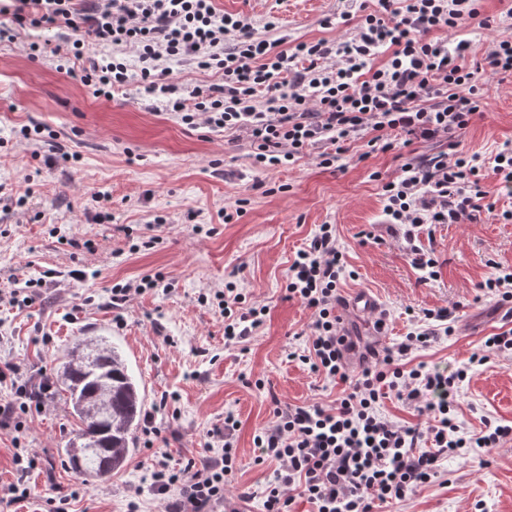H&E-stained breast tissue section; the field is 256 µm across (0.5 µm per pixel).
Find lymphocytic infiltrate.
Listing matches in <instances>:
<instances>
[{
    "mask_svg": "<svg viewBox=\"0 0 512 512\" xmlns=\"http://www.w3.org/2000/svg\"><path fill=\"white\" fill-rule=\"evenodd\" d=\"M360 15L343 14L353 32L331 42L257 36L247 18L221 12L215 0H15L0 9V38L13 26L64 27L73 33L59 49L82 67L92 96L111 98L126 85L131 67L118 54L136 46L148 91L163 97L181 123L204 118L213 129L245 133L256 168L290 166L316 151L321 166L336 165L348 142L369 135V147L395 149V135L451 141L489 106L485 73L512 75V40L497 37L483 0H361ZM466 21L487 33L485 47L469 41L449 46L448 37ZM106 47L93 57L91 46ZM168 60H187L219 74L220 82L182 96L170 82ZM478 155L463 151L402 164L381 185L389 223L407 225V241L427 224L476 220L488 192ZM346 273L336 228L319 225L296 252L286 290L312 312L302 363L324 381L347 383L333 406L275 407L273 420L253 437L259 461L276 465L264 491L263 512H289L295 497L315 512H373L376 504L406 502L438 474L439 461L465 448H494L512 439V426L486 425L459 433L455 409L465 369L405 367L413 352L452 334V313L429 311L427 326L385 347L360 346L342 334L337 285ZM224 338L239 343L262 324L264 307L246 306L234 283L218 295ZM357 364H350V355ZM46 379L14 385L11 402L0 406V423L42 408ZM414 406L422 423L405 425L381 410L387 392ZM233 412L224 414L217 451L180 468L158 463L153 484L165 512H220L238 507L247 494L226 492L235 470Z\"/></svg>",
    "mask_w": 512,
    "mask_h": 512,
    "instance_id": "obj_1",
    "label": "lymphocytic infiltrate"
}]
</instances>
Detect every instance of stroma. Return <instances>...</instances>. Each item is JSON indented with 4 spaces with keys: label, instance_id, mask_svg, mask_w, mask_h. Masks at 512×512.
<instances>
[{
    "label": "stroma",
    "instance_id": "1",
    "mask_svg": "<svg viewBox=\"0 0 512 512\" xmlns=\"http://www.w3.org/2000/svg\"><path fill=\"white\" fill-rule=\"evenodd\" d=\"M216 4L250 18L258 30L276 21L270 38L291 45L348 35L339 18L357 9L355 0ZM70 35L63 27L29 26L0 41V290L42 284L30 306L0 305V367L13 365L20 383L49 376L78 339L108 336L139 378L143 414L160 434L139 430L121 470L84 482L61 456L75 421L62 400L49 396L43 412L28 417L21 442H14L13 429L0 428V485L17 477L16 445L41 456L26 478L28 497L0 502V512H48L51 499L65 495L71 512H128L133 502L139 512H162L152 487L158 461L179 468L208 455V433L228 410L238 420L233 488L249 490L250 512H262L274 466L257 462L253 436L271 421L273 400L331 405L344 390L299 361L312 313L286 292L292 257L321 224L335 225L349 270L341 299L372 295L387 314V342L422 326L425 310L452 311L453 335L410 360L469 366L455 411L461 432L478 433L489 422L512 425V353L468 363L502 324L495 299L480 287L488 265L512 268V222L501 217L512 211V193L491 169L482 175L492 211L471 223L424 226L410 243L402 226L384 221L381 184L399 175L403 160L427 158L441 143L416 140L398 152H372L361 138L340 167L306 157L261 172L252 166L247 139L181 124L138 82L110 99L93 97L79 73L42 50ZM485 80V116L454 141L487 158L512 141V76L489 73ZM35 125L48 128V136L26 139L23 128ZM265 184L272 193H262ZM102 189L109 200L94 202ZM240 198L248 201L243 216L225 223L224 210ZM159 217L164 226H156ZM55 226L75 246L60 243ZM154 235L160 243L144 248ZM413 244L435 253L433 280L421 281L412 265ZM155 274L164 287L113 306L114 284ZM228 281L237 282L247 302L267 308L256 335L241 344H225L217 305L198 301ZM438 471L437 482L399 504V512H512V442L445 457Z\"/></svg>",
    "mask_w": 512,
    "mask_h": 512
}]
</instances>
